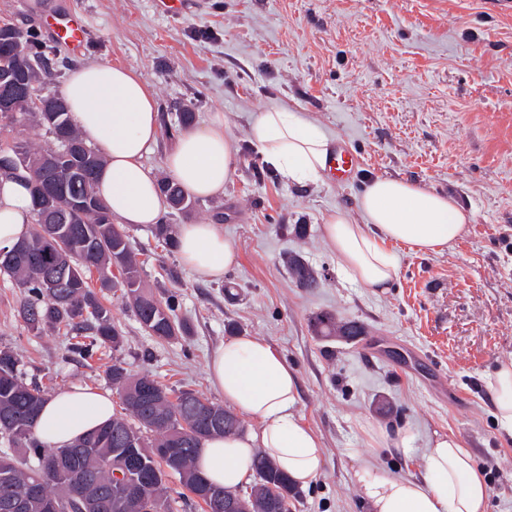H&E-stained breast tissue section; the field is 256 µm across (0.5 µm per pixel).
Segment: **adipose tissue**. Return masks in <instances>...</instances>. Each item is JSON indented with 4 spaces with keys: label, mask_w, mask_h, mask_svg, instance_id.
<instances>
[{
    "label": "adipose tissue",
    "mask_w": 512,
    "mask_h": 512,
    "mask_svg": "<svg viewBox=\"0 0 512 512\" xmlns=\"http://www.w3.org/2000/svg\"><path fill=\"white\" fill-rule=\"evenodd\" d=\"M73 127L102 154L95 191L119 223H159L168 203L156 175L143 163L160 131L153 94L131 68L109 63L71 68L63 85ZM250 141L265 164L288 182L321 181L331 140L298 113L271 108L250 126ZM237 147L215 112L202 128L183 133L165 166L186 196L207 199L224 191ZM31 202L26 186L0 178V248L31 233ZM472 216L453 196L395 177L375 178L359 198L357 214L336 210L322 226L346 276L374 290L389 287L397 272L392 245L420 254L452 249ZM178 254L199 280H223L237 263L236 251L215 224H180ZM209 379L225 403L255 422L254 428L206 441L197 466L211 482L237 488L250 482L256 452L265 453L298 485L321 474V439L297 412L299 382L286 359L266 340L242 336L218 347ZM495 417L512 433V361L501 362L490 377ZM110 393L63 389L49 397L36 425L44 443L63 447L109 423ZM420 479L394 476L373 461L355 473L370 512H487L489 488L472 454L454 436H438L423 455Z\"/></svg>",
    "instance_id": "ef3b65f1"
}]
</instances>
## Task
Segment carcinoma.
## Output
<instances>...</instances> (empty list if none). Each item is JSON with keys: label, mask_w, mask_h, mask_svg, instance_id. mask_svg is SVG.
Masks as SVG:
<instances>
[{"label": "carcinoma", "mask_w": 512, "mask_h": 512, "mask_svg": "<svg viewBox=\"0 0 512 512\" xmlns=\"http://www.w3.org/2000/svg\"><path fill=\"white\" fill-rule=\"evenodd\" d=\"M22 50L0 42V70L21 73L27 83L45 85L53 76L48 47L32 32H18ZM19 115H31L54 146L34 150L22 143L9 149L23 158L27 172L18 176L30 186L33 207H46L63 218L61 224H40L30 234L27 251L0 255V273L25 289L20 314L33 330L65 325L81 341L74 349L89 358L103 345L121 346V330L112 320V310L103 306L89 287L86 274L97 271L101 287L119 290L141 326L151 335L170 339L184 333L177 321L180 294L171 292L158 299L141 285L139 264L129 237L112 223V213L97 197L94 184L102 165L95 146L87 143L71 126L66 112H31L26 99L16 101ZM76 145L59 160L52 179H47V163L61 150V140ZM172 208L189 207L179 185L161 183ZM74 266L58 283L48 286L46 270L56 267L62 256ZM289 275L300 288H316L318 276L298 255L286 257ZM117 269L119 276L112 275ZM315 335L354 340L364 327L354 321H336L330 313L312 318ZM21 359L13 350L0 348V437L17 447V455L5 456L9 468L0 466V512H45L43 499L63 503L62 512H76L71 492L75 490L97 503L93 512H135L132 496L145 494L158 501L159 512H173V503L194 493L206 482L194 461L204 442L225 434L224 427L200 413L206 398L190 390L175 392L151 375L131 374L120 363L112 364L108 379L120 395L122 411L112 422L64 448L45 445L35 435V423L47 400L45 390L26 383L20 370ZM208 402V401H206ZM209 411L231 423L233 431L243 430L241 421L223 406L208 402ZM137 449V463L122 471L119 456ZM171 448L174 460L153 457V449ZM254 469L260 481L252 487L255 512H290L300 491L265 455L255 458ZM178 478L181 490L169 485ZM39 482L40 496H30L27 487Z\"/></svg>", "instance_id": "carcinoma-1"}]
</instances>
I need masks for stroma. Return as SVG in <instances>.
<instances>
[{"label": "stroma", "mask_w": 512, "mask_h": 512, "mask_svg": "<svg viewBox=\"0 0 512 512\" xmlns=\"http://www.w3.org/2000/svg\"><path fill=\"white\" fill-rule=\"evenodd\" d=\"M68 12L86 26L77 51L48 28ZM1 21L49 45L53 91L78 64L130 67L167 123L188 110L199 126L220 112L238 146L223 194L162 217L220 225L237 253L223 282L197 281L153 227L127 230L145 288L180 293L187 335H150L94 275L90 285L124 342L86 360L73 353L68 329L31 331L20 315L23 288L0 275V347L21 357L26 381L50 395L107 391L117 359L219 404L212 352L233 335L258 336L296 370L298 414L324 445V468L292 512H368L355 478L360 459L373 455L390 474L418 477L438 434L457 437L483 471H494L489 512H512V434L495 421L488 385L496 365L512 359V13L497 0H175L167 14L153 0H0ZM274 106L351 147L358 176L301 187L268 168L249 129ZM379 175L451 194L473 219L450 251L395 246L397 276L374 292L345 277L322 224L333 210L355 211ZM288 253L316 269L319 288L296 286L282 262ZM227 283L235 298L225 296ZM321 312L363 323L366 336H315L310 319ZM371 428L409 430L410 451L372 450Z\"/></svg>", "instance_id": "obj_1"}]
</instances>
